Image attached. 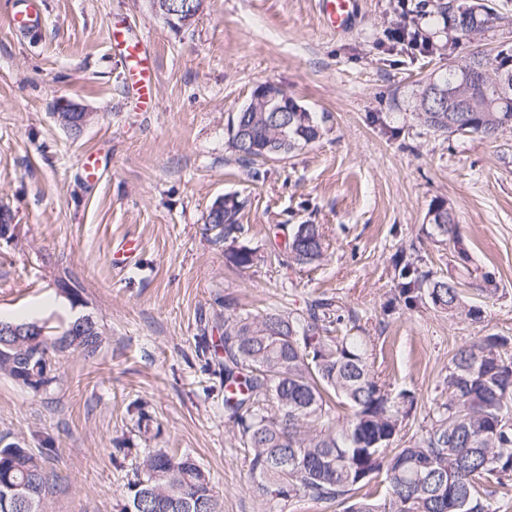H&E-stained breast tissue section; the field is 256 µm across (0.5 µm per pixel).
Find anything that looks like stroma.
I'll use <instances>...</instances> for the list:
<instances>
[{"label":"stroma","instance_id":"35a3bbf8","mask_svg":"<svg viewBox=\"0 0 512 512\" xmlns=\"http://www.w3.org/2000/svg\"><path fill=\"white\" fill-rule=\"evenodd\" d=\"M39 34L10 30L0 0V212L18 226L0 244V319L48 322L91 314L103 342L93 358L62 359L35 393L0 376V438L41 454L53 488L43 512H121L133 468L148 449L184 451L210 471L224 512H265L231 424L219 375L196 353L218 340L225 314L299 312L329 298L368 337L370 362L417 408L404 438L422 435L463 346L512 340V130L497 138L437 136L413 102L442 62L392 46L398 0H354L357 23L331 31L318 0H204L178 28L153 0H42ZM124 21L155 60V105L128 102L108 27ZM512 49V25L449 40L446 60ZM281 86L325 119L317 142L245 164L227 147V124L258 84ZM71 102L91 119L72 134L55 117ZM100 153L101 178L80 161ZM245 199L239 244L256 252L232 267L208 228L213 203ZM446 201L470 258L462 289L480 320L430 305L388 310L400 256L434 276L457 273L452 244L430 236L427 213ZM318 224L326 249L313 265L288 264L295 225ZM141 248L126 267L111 254ZM498 286L481 293L483 277ZM80 288L70 313L55 310L61 283ZM150 415L141 435L134 404ZM124 451L115 461L116 451Z\"/></svg>","mask_w":512,"mask_h":512}]
</instances>
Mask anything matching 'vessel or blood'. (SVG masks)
<instances>
[{
    "instance_id": "obj_1",
    "label": "vessel or blood",
    "mask_w": 512,
    "mask_h": 512,
    "mask_svg": "<svg viewBox=\"0 0 512 512\" xmlns=\"http://www.w3.org/2000/svg\"><path fill=\"white\" fill-rule=\"evenodd\" d=\"M321 14L329 29L346 31L353 17L352 0H319ZM9 25L20 33H35L42 27L38 0H15L9 14ZM112 39L124 65L131 103L134 108L148 110L154 103L156 72L153 59L141 41L124 34L121 27L112 26Z\"/></svg>"
}]
</instances>
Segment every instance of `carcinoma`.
I'll list each match as a JSON object with an SVG mask.
<instances>
[{
	"label": "carcinoma",
	"instance_id": "1",
	"mask_svg": "<svg viewBox=\"0 0 512 512\" xmlns=\"http://www.w3.org/2000/svg\"><path fill=\"white\" fill-rule=\"evenodd\" d=\"M392 39L420 54L439 53L437 38L453 32L469 39L508 13L485 0H417L403 5ZM432 28L422 26L423 20ZM440 93L422 89L415 116L436 135L480 134L496 138L512 129V54L476 53L462 65L448 64L434 76ZM280 112L267 101L250 100L228 125V146L253 164L284 156L323 135L306 108ZM277 148L270 152L267 145ZM244 202L224 197L222 209L209 210L207 223L224 240L243 232L238 218ZM431 234L453 244L455 217L447 203L430 207ZM324 250L321 225L298 224L285 243L287 262L307 266ZM228 261L245 269L257 256L232 247ZM434 278L413 260L398 269L390 301L407 309L429 304L453 316L464 307L462 277ZM345 316L328 299H315L301 313L270 311L224 316L221 337L224 416L236 429L253 480V492L279 512L294 499L334 503L342 512H492L489 483L512 488V357L500 349L504 336H484L459 348L448 361L440 398L418 439L402 441L405 421L416 409L414 392L392 394L373 373L368 338L343 328ZM70 323L41 324L44 335L33 343L5 340L0 373L34 392L52 379L46 370L70 353L92 356L100 336H70ZM338 335H333V332ZM348 410L345 424H331L334 410ZM22 484L30 505L18 504L8 488ZM48 489L45 460L17 442L0 447V512H40ZM123 512H223L210 473L190 454L162 448L149 452L128 482Z\"/></svg>",
	"mask_w": 512,
	"mask_h": 512
}]
</instances>
